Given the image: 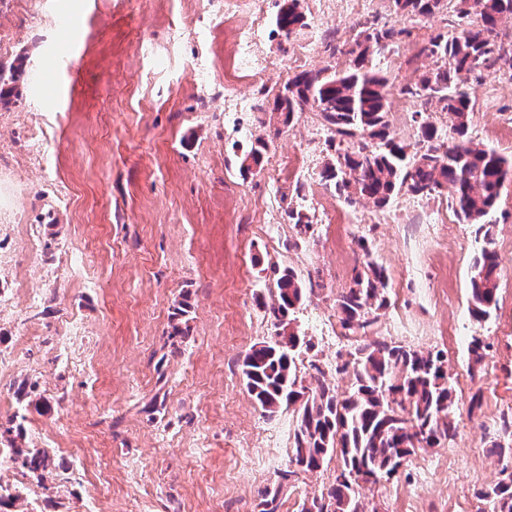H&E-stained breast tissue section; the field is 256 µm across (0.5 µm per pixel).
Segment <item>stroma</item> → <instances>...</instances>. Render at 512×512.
Listing matches in <instances>:
<instances>
[{"label": "stroma", "mask_w": 512, "mask_h": 512, "mask_svg": "<svg viewBox=\"0 0 512 512\" xmlns=\"http://www.w3.org/2000/svg\"><path fill=\"white\" fill-rule=\"evenodd\" d=\"M267 0L254 49L266 71L241 79L224 109V49L239 10L217 0H6L12 43L26 55L22 96L0 108V427L56 461L52 479L0 448V488L18 512H260L280 487L278 512L327 491L336 463L298 472L288 451L296 415L256 405L241 364L273 336L276 280L292 268L308 287L294 324L310 341L301 375L318 364L338 393L354 360L336 301L364 266L359 239L388 274L386 305L366 334L442 352L454 381L456 435L410 457L397 477L362 484L371 512H491L477 490L498 482V444L512 430V184L492 216L499 307L469 312L483 245L477 225L434 221L447 195L402 191L382 208L347 205L321 173L330 131L314 112L281 125L271 111L288 78L345 68L365 22L411 30L381 56L392 129L417 137V104L399 92L436 66L422 53L447 13L413 21L392 0H302V26H275ZM469 137L512 156L492 129L512 122V75L470 80ZM272 136L260 167L239 171L255 138ZM303 166L289 176L291 163ZM312 220L298 236L288 213ZM447 286L449 306L436 303ZM181 335H174V328ZM482 338L481 362L468 353Z\"/></svg>", "instance_id": "obj_1"}]
</instances>
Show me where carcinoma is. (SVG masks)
Masks as SVG:
<instances>
[{"instance_id":"1","label":"carcinoma","mask_w":512,"mask_h":512,"mask_svg":"<svg viewBox=\"0 0 512 512\" xmlns=\"http://www.w3.org/2000/svg\"><path fill=\"white\" fill-rule=\"evenodd\" d=\"M402 16L430 17L452 9V30L430 35L423 51L440 61L436 68L399 89L416 101L421 118L418 138L409 145L390 126L388 78L373 59L410 35L396 29L364 23L355 47L348 50L344 70L303 71L284 86L275 112L289 124L298 112H317L331 130L334 159L322 177L351 206L364 200L378 208L406 190L421 198L448 193L455 213L464 224H478L485 246L475 261L469 310L477 320L488 319L498 305L499 261L493 249L489 216L505 183L512 182V157L468 138L474 103L466 83L482 69L512 72V41L500 36L503 19L512 18V0H393ZM300 0H284L276 27L290 35L303 24ZM448 118L451 142H446L429 113ZM269 143L262 137L245 152L240 169L247 173L261 164ZM367 271L355 272L352 286L337 299V312L345 336L357 339L371 325L370 315L386 304L385 269L369 261ZM307 296V288L290 269L277 280L275 302L268 315L274 336L255 344L242 361L248 392L262 411L271 416L294 408L297 425L289 464L313 472L337 458L334 483L327 492L306 499L300 512H366L359 480L377 482L395 477L406 459L456 435L453 420V380L440 354H426L384 340L357 344L351 390L340 395L320 379L303 383L298 359L310 349L293 326L291 315ZM8 443L22 468L44 479L53 474L52 457L39 448ZM481 489L477 497L492 512H512V470Z\"/></svg>"}]
</instances>
